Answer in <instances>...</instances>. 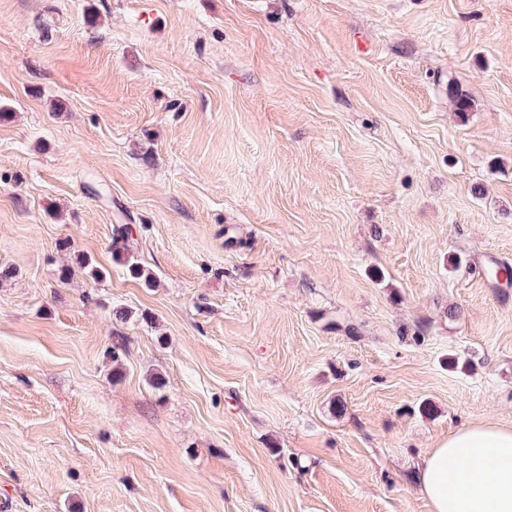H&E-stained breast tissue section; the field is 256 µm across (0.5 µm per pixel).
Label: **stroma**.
Instances as JSON below:
<instances>
[{
  "label": "stroma",
  "mask_w": 512,
  "mask_h": 512,
  "mask_svg": "<svg viewBox=\"0 0 512 512\" xmlns=\"http://www.w3.org/2000/svg\"><path fill=\"white\" fill-rule=\"evenodd\" d=\"M0 106V512H431L512 426V0H0ZM482 461L489 467L467 482L457 468ZM418 482L431 512H512V427L470 424L425 455Z\"/></svg>",
  "instance_id": "stroma-1"
}]
</instances>
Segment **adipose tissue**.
Here are the masks:
<instances>
[{
  "mask_svg": "<svg viewBox=\"0 0 512 512\" xmlns=\"http://www.w3.org/2000/svg\"><path fill=\"white\" fill-rule=\"evenodd\" d=\"M418 482L431 512H512V427L487 422L449 434L425 455Z\"/></svg>",
  "mask_w": 512,
  "mask_h": 512,
  "instance_id": "1",
  "label": "adipose tissue"
}]
</instances>
